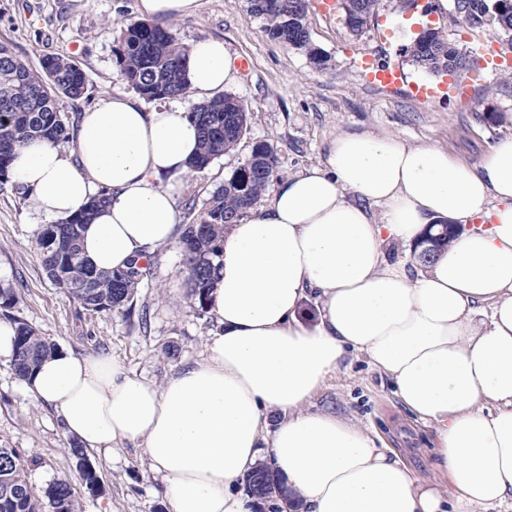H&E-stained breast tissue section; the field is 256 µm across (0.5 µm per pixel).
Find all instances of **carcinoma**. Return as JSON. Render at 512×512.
Here are the masks:
<instances>
[{
    "label": "carcinoma",
    "mask_w": 512,
    "mask_h": 512,
    "mask_svg": "<svg viewBox=\"0 0 512 512\" xmlns=\"http://www.w3.org/2000/svg\"><path fill=\"white\" fill-rule=\"evenodd\" d=\"M380 0H344L350 32L360 35L379 10ZM307 0H250V14L262 20L264 30L281 43L303 49L313 63L323 64L312 47L306 24ZM190 47L177 41L171 29L153 22H137L122 29L116 59L122 79L148 101L180 98L189 94L185 61ZM413 63L431 73L448 71V41L440 31L422 32L410 49ZM85 76L71 59L48 56L41 69L21 62L0 44V182L8 179L17 146L31 140L59 141L64 134L58 102L84 94ZM200 130V152L192 168L201 170L235 148L247 129V107L235 96L214 98L191 112ZM280 179L274 149L266 140L254 143L250 157L224 180L203 203L196 222L183 230V267L187 273L191 302L206 309L215 274L221 265L224 231L243 218L248 209ZM106 202L98 195L78 214L44 229L37 245L48 277L85 309L110 312L131 303L146 274L145 267L99 271L80 251L84 225ZM448 233L435 232L428 248L417 253L423 263L433 261L447 247ZM12 366L25 380L55 345L24 322H16ZM70 454L77 460L80 478L87 490L101 492L98 476L84 449L72 442ZM52 512H80L70 482L58 479L45 490ZM0 512H43L32 494L19 454L0 448Z\"/></svg>",
    "instance_id": "carcinoma-1"
}]
</instances>
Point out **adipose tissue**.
Wrapping results in <instances>:
<instances>
[{
	"label": "adipose tissue",
	"instance_id": "obj_1",
	"mask_svg": "<svg viewBox=\"0 0 512 512\" xmlns=\"http://www.w3.org/2000/svg\"><path fill=\"white\" fill-rule=\"evenodd\" d=\"M238 73L223 41L192 45L191 93L215 96ZM74 141L70 154L47 140L16 150L10 177L37 215L61 223L106 194L83 231L100 270L178 238L175 193L159 179L188 173L199 152L181 102L148 111L132 95L105 96ZM447 223L465 230L424 272L385 262V245ZM311 294L319 319L307 325L298 312ZM207 312L204 357L164 385L110 354L60 349L26 390L85 448L141 444L170 512H252L237 486L262 461L304 512H512V136L475 164L391 134L337 136L324 162L278 180L225 232ZM357 352L436 425L448 490L419 482L361 427L308 411Z\"/></svg>",
	"mask_w": 512,
	"mask_h": 512
}]
</instances>
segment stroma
Masks as SVG:
<instances>
[{
    "label": "stroma",
    "mask_w": 512,
    "mask_h": 512,
    "mask_svg": "<svg viewBox=\"0 0 512 512\" xmlns=\"http://www.w3.org/2000/svg\"><path fill=\"white\" fill-rule=\"evenodd\" d=\"M136 0H0V44L24 63L39 68L51 55H63L85 74L86 90L77 100L60 98L68 132L60 145L72 151L82 112L101 97L129 92L116 63L122 29L138 22ZM428 27L441 30L452 46L475 59L488 49L508 57V66L482 72L459 90L456 81L414 65L409 49L419 36L399 0H382L379 13L361 36L349 33L342 8L309 9L313 47L325 63L305 51L273 40L261 20L250 16L248 0H199L197 13L171 21L187 45L201 38L222 40L245 67L229 89L248 111V130L234 150L204 170L179 179L181 223L194 221L186 204H203L225 178L249 158L255 141H268L284 175L317 164L331 140L347 132L371 130L400 136L411 145L436 144L464 163L479 161L501 138L512 135V43L493 27L451 24L441 0H414ZM370 54L398 67L404 83L375 88L365 83L359 62ZM426 81L439 88L427 100L413 97L411 85ZM47 223L32 210L25 191L0 183V288L12 289L15 303L0 309V320L19 319L48 341L79 353L105 352L156 384L184 364L201 359L215 326L208 313L191 306L181 244L158 248L151 270L132 304L98 313L84 309L46 275L36 245ZM311 410L339 414L371 431L426 483L447 488L448 477L434 453L437 431L400 401L387 376L365 354L349 355L310 404ZM72 442L56 411L25 390L11 360L0 359V447L20 455L28 483L43 496L55 480L68 479L81 512H170L163 483L148 465L143 448L127 443L112 451H88L102 491L92 495L82 483L68 448Z\"/></svg>",
    "instance_id": "1"
}]
</instances>
